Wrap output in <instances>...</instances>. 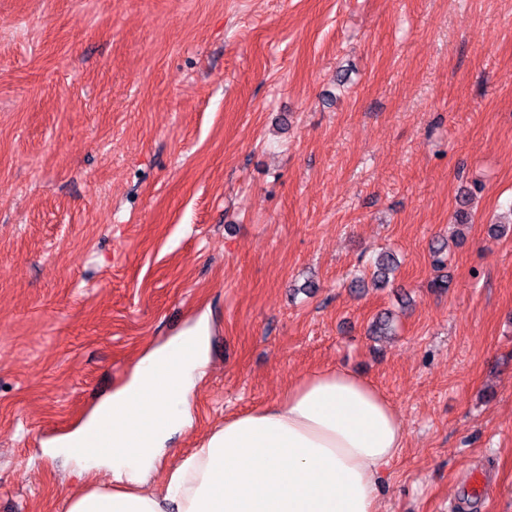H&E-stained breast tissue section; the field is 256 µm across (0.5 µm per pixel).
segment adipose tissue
<instances>
[{"mask_svg": "<svg viewBox=\"0 0 512 512\" xmlns=\"http://www.w3.org/2000/svg\"><path fill=\"white\" fill-rule=\"evenodd\" d=\"M206 322L141 358L130 382L79 426L81 475L109 487L63 498L61 512H381L382 474L405 446L390 400L360 375L327 369L275 401L227 419L148 488L170 433L188 426L186 394L206 362Z\"/></svg>", "mask_w": 512, "mask_h": 512, "instance_id": "1", "label": "adipose tissue"}]
</instances>
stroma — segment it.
Wrapping results in <instances>:
<instances>
[{"instance_id":"1","label":"stroma","mask_w":512,"mask_h":512,"mask_svg":"<svg viewBox=\"0 0 512 512\" xmlns=\"http://www.w3.org/2000/svg\"><path fill=\"white\" fill-rule=\"evenodd\" d=\"M511 205L512 0H0V512L84 492L48 447L203 317L153 482L334 367L406 431L382 512H512Z\"/></svg>"}]
</instances>
